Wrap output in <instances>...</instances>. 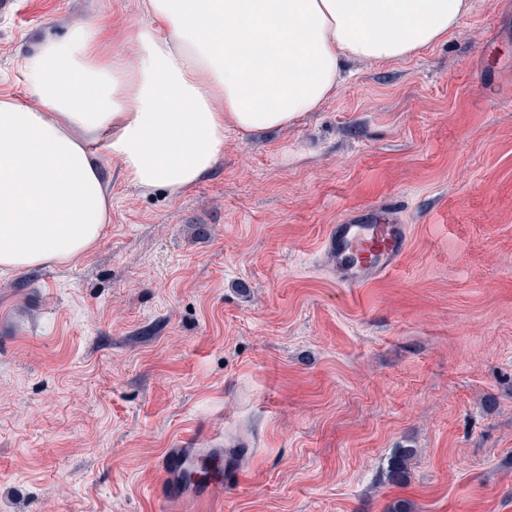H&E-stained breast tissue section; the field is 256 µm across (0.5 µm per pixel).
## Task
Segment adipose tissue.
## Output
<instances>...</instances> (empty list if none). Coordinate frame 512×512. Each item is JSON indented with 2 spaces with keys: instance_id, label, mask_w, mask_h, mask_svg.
Segmentation results:
<instances>
[{
  "instance_id": "adipose-tissue-1",
  "label": "adipose tissue",
  "mask_w": 512,
  "mask_h": 512,
  "mask_svg": "<svg viewBox=\"0 0 512 512\" xmlns=\"http://www.w3.org/2000/svg\"><path fill=\"white\" fill-rule=\"evenodd\" d=\"M471 0H143L139 53L74 24L24 58L33 96L0 99V275L64 264L109 223L103 154L143 191L179 195L245 137L333 96L348 62L407 59L445 40Z\"/></svg>"
}]
</instances>
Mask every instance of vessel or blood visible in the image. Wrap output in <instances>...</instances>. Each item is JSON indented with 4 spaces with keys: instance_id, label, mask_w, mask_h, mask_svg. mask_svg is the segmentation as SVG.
Returning a JSON list of instances; mask_svg holds the SVG:
<instances>
[{
    "instance_id": "vessel-or-blood-1",
    "label": "vessel or blood",
    "mask_w": 512,
    "mask_h": 512,
    "mask_svg": "<svg viewBox=\"0 0 512 512\" xmlns=\"http://www.w3.org/2000/svg\"><path fill=\"white\" fill-rule=\"evenodd\" d=\"M410 229L387 206L350 211L331 225L322 250L339 282L355 286L392 273L408 248ZM196 432H187L158 459L160 481L153 487L156 503L167 512H213L226 476L236 475L233 457L225 449L241 447L238 439L217 441L209 448L195 445Z\"/></svg>"
}]
</instances>
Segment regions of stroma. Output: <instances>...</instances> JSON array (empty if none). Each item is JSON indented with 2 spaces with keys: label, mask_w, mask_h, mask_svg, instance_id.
Segmentation results:
<instances>
[{
  "label": "stroma",
  "mask_w": 512,
  "mask_h": 512,
  "mask_svg": "<svg viewBox=\"0 0 512 512\" xmlns=\"http://www.w3.org/2000/svg\"><path fill=\"white\" fill-rule=\"evenodd\" d=\"M141 0H15L0 98L45 36ZM512 0L443 42L355 63L288 128L224 135L181 195L104 156L112 219L64 266L0 276V512H159L156 462L203 425L249 440L223 512H512ZM395 203L399 268L356 287L321 252L347 210ZM407 455L406 480L390 463Z\"/></svg>",
  "instance_id": "stroma-1"
}]
</instances>
